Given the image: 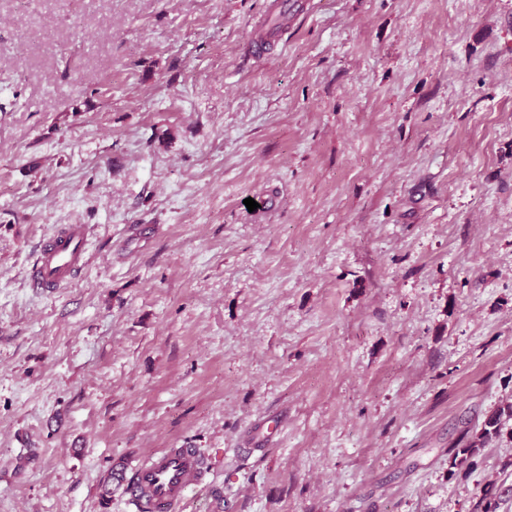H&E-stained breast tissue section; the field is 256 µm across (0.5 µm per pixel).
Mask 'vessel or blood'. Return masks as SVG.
<instances>
[{"label": "vessel or blood", "mask_w": 512, "mask_h": 512, "mask_svg": "<svg viewBox=\"0 0 512 512\" xmlns=\"http://www.w3.org/2000/svg\"><path fill=\"white\" fill-rule=\"evenodd\" d=\"M90 229L66 224L47 236L30 270L29 286L41 295L54 294L84 272L89 264ZM208 465L198 449L165 448L151 452L133 475L118 474L128 499L149 512H183L189 491L204 487Z\"/></svg>", "instance_id": "obj_1"}]
</instances>
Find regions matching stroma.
<instances>
[{"label":"stroma","mask_w":512,"mask_h":512,"mask_svg":"<svg viewBox=\"0 0 512 512\" xmlns=\"http://www.w3.org/2000/svg\"><path fill=\"white\" fill-rule=\"evenodd\" d=\"M274 2L0 0V512H512V0ZM89 233L86 224H65L47 236L30 270L29 287L51 295L81 276L89 264ZM503 413L504 410H497L488 415L481 428L467 438L462 448H453L452 466L465 464L468 468H473L477 464L476 458L485 444L493 435L498 434ZM208 465L198 449L165 448L151 452L130 477L116 475L130 500L149 512H182L189 491L204 488Z\"/></svg>","instance_id":"obj_1"}]
</instances>
